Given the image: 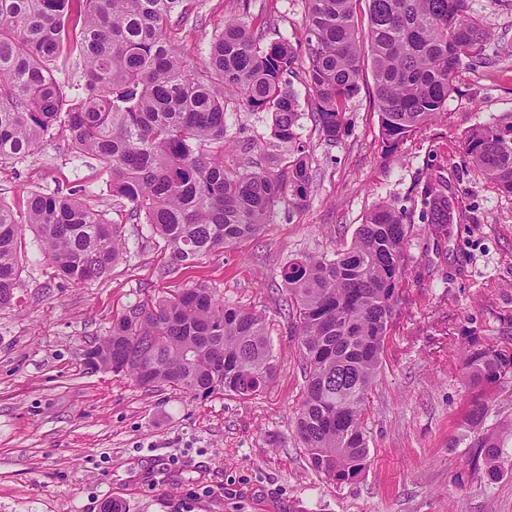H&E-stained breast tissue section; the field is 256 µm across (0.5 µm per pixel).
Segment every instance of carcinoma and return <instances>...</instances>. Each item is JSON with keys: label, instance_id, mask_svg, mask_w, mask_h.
I'll use <instances>...</instances> for the list:
<instances>
[{"label": "carcinoma", "instance_id": "obj_1", "mask_svg": "<svg viewBox=\"0 0 512 512\" xmlns=\"http://www.w3.org/2000/svg\"><path fill=\"white\" fill-rule=\"evenodd\" d=\"M197 2L0 0V161L25 158L51 131H68L77 155L109 171L112 196L124 201L130 220L163 242L171 270L257 236L281 199L304 206L312 181L288 80L297 50L234 18L198 70L167 34L172 19L190 21ZM306 2L304 74L330 142L365 65L382 135L396 145L445 110L460 65L485 59L487 32L468 0ZM362 2L365 31L357 23ZM73 58L82 75L67 101L54 72ZM229 94L247 112L271 114L273 143L288 147L284 167L224 164ZM465 153L512 195V114L472 130ZM78 194L31 191L22 219L0 202V307L12 304L18 285L25 224L49 263L75 283L101 280L123 259L124 226ZM421 202L433 224L466 217L439 178L424 183ZM407 233L403 211L378 205L336 257L297 259L280 271L288 336L305 373L296 436L311 466L340 484L369 466L363 406L399 304ZM85 360L92 370L193 399L252 397L277 372L265 318L198 285L130 306ZM466 367L473 384L495 385L512 375V349H470ZM486 414L484 403L473 402L466 425L478 433L474 459L495 479L503 435L482 433Z\"/></svg>", "mask_w": 512, "mask_h": 512}]
</instances>
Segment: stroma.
I'll use <instances>...</instances> for the list:
<instances>
[{
    "mask_svg": "<svg viewBox=\"0 0 512 512\" xmlns=\"http://www.w3.org/2000/svg\"><path fill=\"white\" fill-rule=\"evenodd\" d=\"M489 32L485 64L462 66L446 112L398 145L383 138L364 74L342 114L343 133L327 142L316 124L303 70L299 132L314 177L302 209L280 204L261 233L186 268L166 271L161 241L128 221L97 160L75 158L67 133L40 153L0 163V202L26 210L29 191L81 185L108 221L123 225L127 253L103 280L76 284L44 258L25 230L19 286L0 308V512H512V440L503 476L472 468L473 433L464 426L483 395L487 427L512 421V377L478 391L464 366L467 341L510 346L512 196L483 179L465 157L472 129L512 113V0H471ZM247 14L268 40L306 39L305 0H202L172 28L181 57L201 64L226 17ZM271 116L227 110V163L270 152ZM447 180L468 212L435 226L420 189ZM380 203L406 212L408 264L382 364L365 401L371 463L339 484L314 471L294 430L304 373L283 315L279 272L293 259L334 257ZM262 313L278 364L260 395L192 399L170 387L146 390L88 368L86 349L128 307L189 285Z\"/></svg>",
    "mask_w": 512,
    "mask_h": 512,
    "instance_id": "35a3bbf8",
    "label": "stroma"
}]
</instances>
